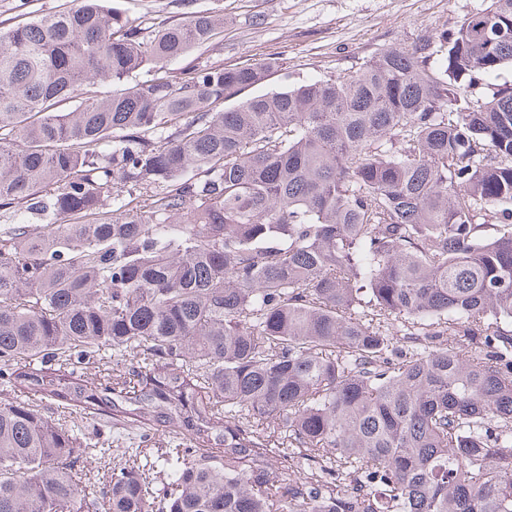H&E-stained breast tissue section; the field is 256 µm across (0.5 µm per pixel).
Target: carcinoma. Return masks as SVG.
<instances>
[{
    "mask_svg": "<svg viewBox=\"0 0 512 512\" xmlns=\"http://www.w3.org/2000/svg\"><path fill=\"white\" fill-rule=\"evenodd\" d=\"M73 2L0 27V512L114 427L110 512H512V0L221 112L223 14ZM170 2L171 0H111L109 4L129 20L136 24L141 23L142 27H147L152 22L176 16V12H180Z\"/></svg>",
    "mask_w": 512,
    "mask_h": 512,
    "instance_id": "cac0c4a2",
    "label": "carcinoma"
}]
</instances>
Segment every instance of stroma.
Masks as SVG:
<instances>
[{
    "instance_id": "obj_1",
    "label": "stroma",
    "mask_w": 512,
    "mask_h": 512,
    "mask_svg": "<svg viewBox=\"0 0 512 512\" xmlns=\"http://www.w3.org/2000/svg\"><path fill=\"white\" fill-rule=\"evenodd\" d=\"M486 5L487 0H195L196 9L223 13L224 31L170 70L179 79L191 62L281 58L286 72L269 76L262 86L266 92L279 88L286 75L348 76L376 52L453 30L463 16Z\"/></svg>"
}]
</instances>
